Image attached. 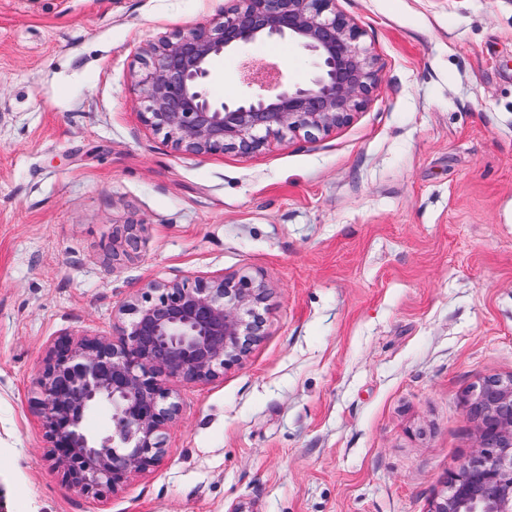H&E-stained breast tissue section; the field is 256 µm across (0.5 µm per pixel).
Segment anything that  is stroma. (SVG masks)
Segmentation results:
<instances>
[{"label":"stroma","instance_id":"1","mask_svg":"<svg viewBox=\"0 0 512 512\" xmlns=\"http://www.w3.org/2000/svg\"><path fill=\"white\" fill-rule=\"evenodd\" d=\"M229 4L0 0V512H427L471 388L512 375V0H335L376 69L347 123L174 150L141 50ZM237 273L268 287L260 334L174 383L161 463L69 484L34 406L53 340Z\"/></svg>","mask_w":512,"mask_h":512}]
</instances>
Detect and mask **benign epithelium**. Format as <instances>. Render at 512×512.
Segmentation results:
<instances>
[{"label": "benign epithelium", "mask_w": 512, "mask_h": 512, "mask_svg": "<svg viewBox=\"0 0 512 512\" xmlns=\"http://www.w3.org/2000/svg\"><path fill=\"white\" fill-rule=\"evenodd\" d=\"M363 32L335 0H233L207 29L190 28L144 49L137 82L142 121L175 149L197 154L252 152L272 137H309L347 122L375 85ZM274 38L309 51L315 70L305 84L273 62L247 57L239 82L249 93L216 101L211 63ZM266 292L249 274L150 283L120 314L132 316L118 340L104 336L52 343L36 381V405L50 452L63 476L96 496L116 491L156 466L162 434L178 415L171 382L209 380L238 361ZM105 408L112 434L95 437L83 423ZM476 426L471 458L448 473L446 491L428 512H512V375L474 386L467 399Z\"/></svg>", "instance_id": "1"}]
</instances>
